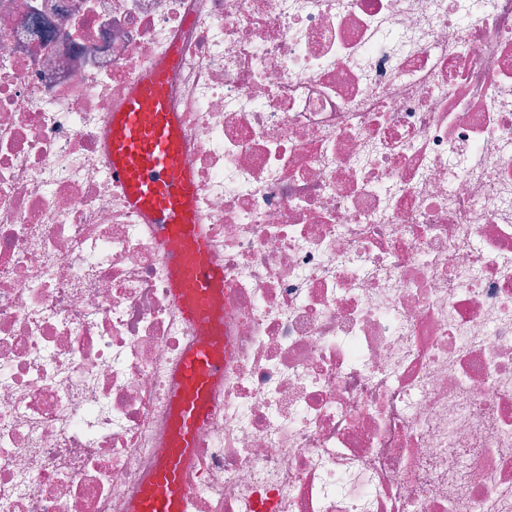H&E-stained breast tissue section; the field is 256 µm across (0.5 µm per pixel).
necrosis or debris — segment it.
Instances as JSON below:
<instances>
[{"mask_svg":"<svg viewBox=\"0 0 512 512\" xmlns=\"http://www.w3.org/2000/svg\"><path fill=\"white\" fill-rule=\"evenodd\" d=\"M172 46L230 282L187 512H512V0H0V512H129L169 446L103 137Z\"/></svg>","mask_w":512,"mask_h":512,"instance_id":"1","label":"necrosis or debris"}]
</instances>
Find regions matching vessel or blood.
<instances>
[{
  "label": "vessel or blood",
  "instance_id": "vessel-or-blood-1",
  "mask_svg": "<svg viewBox=\"0 0 512 512\" xmlns=\"http://www.w3.org/2000/svg\"><path fill=\"white\" fill-rule=\"evenodd\" d=\"M179 59L170 49L161 64L131 80L121 107L105 119L110 177L129 209L145 217L164 258L179 321L196 339L183 353L170 398L171 436L131 512H186L187 477L195 466L196 433L208 419L224 381L226 341L220 297L229 283L202 228L198 185L181 164L183 125L168 103V70Z\"/></svg>",
  "mask_w": 512,
  "mask_h": 512
}]
</instances>
